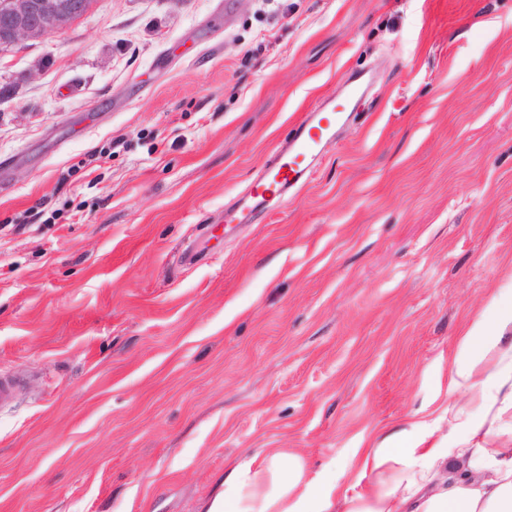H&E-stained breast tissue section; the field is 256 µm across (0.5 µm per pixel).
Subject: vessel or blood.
Here are the masks:
<instances>
[{"label":"vessel or blood","mask_w":512,"mask_h":512,"mask_svg":"<svg viewBox=\"0 0 512 512\" xmlns=\"http://www.w3.org/2000/svg\"><path fill=\"white\" fill-rule=\"evenodd\" d=\"M366 91L359 79L347 80L346 95L338 109L330 112L312 110L305 114L277 160L249 190L250 209H257L267 199L286 195L309 175L324 142L335 135L337 125L348 119L352 102L361 100Z\"/></svg>","instance_id":"1"}]
</instances>
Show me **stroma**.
Returning <instances> with one entry per match:
<instances>
[{"label": "stroma", "instance_id": "1", "mask_svg": "<svg viewBox=\"0 0 512 512\" xmlns=\"http://www.w3.org/2000/svg\"><path fill=\"white\" fill-rule=\"evenodd\" d=\"M375 80L294 192L224 212ZM512 281V0H92L0 58V512H200L261 450L466 438ZM512 323V283L499 288L485 307V313L459 336L457 353L451 372V386L469 383L475 369L496 352L501 329Z\"/></svg>", "mask_w": 512, "mask_h": 512}]
</instances>
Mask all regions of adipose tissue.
Returning a JSON list of instances; mask_svg holds the SVG:
<instances>
[{
    "instance_id": "ef3b65f1",
    "label": "adipose tissue",
    "mask_w": 512,
    "mask_h": 512,
    "mask_svg": "<svg viewBox=\"0 0 512 512\" xmlns=\"http://www.w3.org/2000/svg\"><path fill=\"white\" fill-rule=\"evenodd\" d=\"M512 323V283L458 339L452 385L469 384L482 408L493 409L512 385V357L497 356L501 330ZM488 370L481 380L473 373ZM298 457L255 452L224 473L202 512H512V443L495 448H441L432 432L397 437L366 449L345 487L307 478Z\"/></svg>"
}]
</instances>
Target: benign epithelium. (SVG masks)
Returning a JSON list of instances; mask_svg holds the SVG:
<instances>
[{
  "mask_svg": "<svg viewBox=\"0 0 512 512\" xmlns=\"http://www.w3.org/2000/svg\"><path fill=\"white\" fill-rule=\"evenodd\" d=\"M91 0L80 4L70 0H5L0 11V56L21 42L58 32L78 19Z\"/></svg>",
  "mask_w": 512,
  "mask_h": 512,
  "instance_id": "1",
  "label": "benign epithelium"
}]
</instances>
